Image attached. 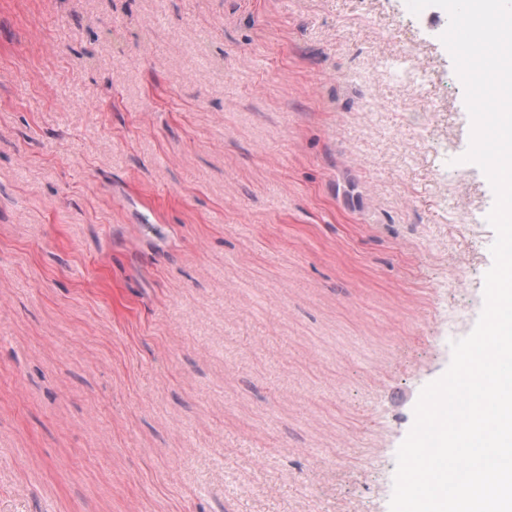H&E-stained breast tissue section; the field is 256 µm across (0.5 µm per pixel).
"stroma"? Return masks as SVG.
Returning a JSON list of instances; mask_svg holds the SVG:
<instances>
[{"label": "stroma", "instance_id": "stroma-1", "mask_svg": "<svg viewBox=\"0 0 512 512\" xmlns=\"http://www.w3.org/2000/svg\"><path fill=\"white\" fill-rule=\"evenodd\" d=\"M447 27L0 0V512H389L493 264ZM395 76L408 86L417 87L428 85L432 78V65L430 61L421 60L410 53L397 55L391 58Z\"/></svg>", "mask_w": 512, "mask_h": 512}]
</instances>
